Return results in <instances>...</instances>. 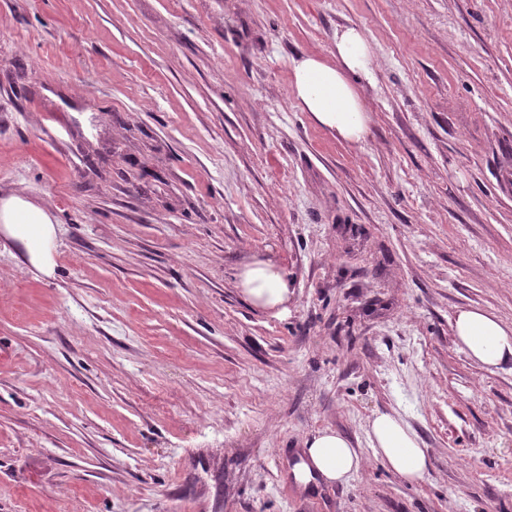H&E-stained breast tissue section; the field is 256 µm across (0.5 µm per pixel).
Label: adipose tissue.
<instances>
[{"mask_svg": "<svg viewBox=\"0 0 512 512\" xmlns=\"http://www.w3.org/2000/svg\"><path fill=\"white\" fill-rule=\"evenodd\" d=\"M335 60L326 62L302 56L292 63L293 88L304 111L314 120L352 144L361 143L368 131V109L360 83L370 80L374 60L363 32L355 27L338 30ZM0 232L18 241L32 266L44 274L54 269L55 225L43 208L19 195L0 200ZM239 286L251 302L262 309L279 310L288 301L289 287L274 265L257 261L239 277ZM458 344L475 362L496 367L512 361V328L493 314L469 307L454 320ZM367 440L374 455L401 479H421L429 458L417 434L398 416L378 413L369 422ZM307 477L344 483L364 464L358 448L339 432L326 429L306 439L301 450Z\"/></svg>", "mask_w": 512, "mask_h": 512, "instance_id": "adipose-tissue-1", "label": "adipose tissue"}]
</instances>
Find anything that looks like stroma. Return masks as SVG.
Masks as SVG:
<instances>
[{
    "instance_id": "stroma-1",
    "label": "stroma",
    "mask_w": 512,
    "mask_h": 512,
    "mask_svg": "<svg viewBox=\"0 0 512 512\" xmlns=\"http://www.w3.org/2000/svg\"><path fill=\"white\" fill-rule=\"evenodd\" d=\"M374 58L365 140L301 109L294 58ZM0 512H512V0H0ZM284 312L239 287L254 261ZM398 415L430 459L368 446ZM361 449L301 488L303 439ZM0 232L18 241L32 266L47 276L54 269L55 224L43 208L21 195L0 200ZM239 286L251 302L262 309L280 310L288 302V281L269 262L256 261L240 274ZM453 329L458 344L475 362L497 367L512 361V328L493 314L475 307L461 309ZM367 440L374 455L401 479L413 482L427 472L426 448L421 447L417 434L398 416L375 414L369 421Z\"/></svg>"
}]
</instances>
